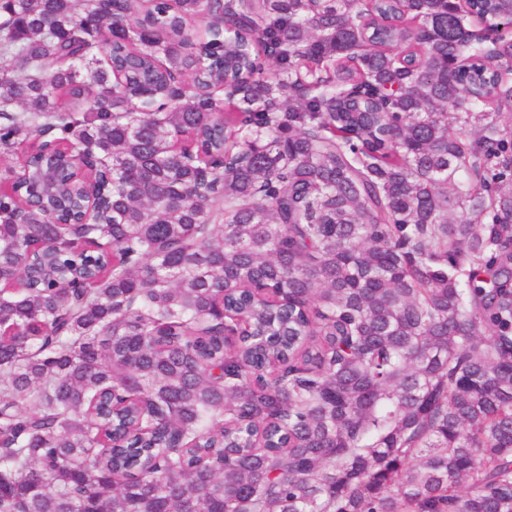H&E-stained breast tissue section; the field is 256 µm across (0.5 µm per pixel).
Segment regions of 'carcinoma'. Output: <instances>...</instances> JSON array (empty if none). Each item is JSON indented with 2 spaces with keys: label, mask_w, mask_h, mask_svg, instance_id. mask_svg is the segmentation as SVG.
<instances>
[{
  "label": "carcinoma",
  "mask_w": 512,
  "mask_h": 512,
  "mask_svg": "<svg viewBox=\"0 0 512 512\" xmlns=\"http://www.w3.org/2000/svg\"><path fill=\"white\" fill-rule=\"evenodd\" d=\"M477 20L512 0H0V512H512Z\"/></svg>",
  "instance_id": "obj_1"
}]
</instances>
